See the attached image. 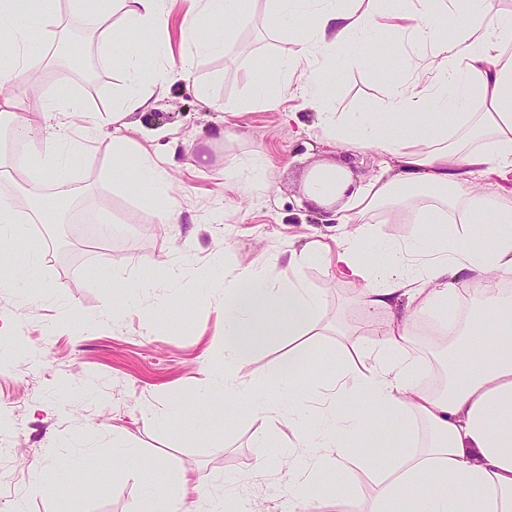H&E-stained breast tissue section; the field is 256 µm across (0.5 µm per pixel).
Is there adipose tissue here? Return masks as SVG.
I'll return each instance as SVG.
<instances>
[{"label": "adipose tissue", "mask_w": 512, "mask_h": 512, "mask_svg": "<svg viewBox=\"0 0 512 512\" xmlns=\"http://www.w3.org/2000/svg\"><path fill=\"white\" fill-rule=\"evenodd\" d=\"M503 0H269L266 26L292 32L283 47L285 68L252 105L274 107L281 94L312 105L329 100L334 80L318 60L349 61L367 55L373 39L398 44L406 76L388 71L393 92L378 112H322L318 139L338 148L379 152L385 174L356 190L337 183L313 187L314 199L333 196L329 221L334 243L308 242L288 252L294 275L270 277L278 256L225 277V394L246 400L269 433L289 430L294 442L281 448L298 490V512L313 507L311 491L326 473L373 485L369 512H512V293L499 281L512 276V8ZM177 0H105L104 47L122 45L137 29L140 46L124 51L127 83L112 109L81 113L80 138L67 124L43 134L37 119L17 113L28 95L25 71L37 66L25 56L30 43L57 34L59 15L21 16L12 0H0V28L13 34L12 52L0 55V128L21 137L36 168L33 182L62 177L65 157L86 152L103 129L112 131V154L121 170L152 188L161 223L178 224L182 212L170 196L162 159L127 133V117L154 105L153 91L174 74L190 77L196 59L226 52L211 25L237 16L241 0H191L180 66L168 61L169 15ZM120 24H112V13ZM309 23L301 34L298 16ZM453 38H444V30ZM400 212L416 213L411 240L393 239L386 226ZM445 225L444 234L432 232ZM378 242L380 262L366 260L362 239ZM321 263L328 277L357 290L362 313L380 315L377 341L344 345L330 369L319 409L320 426H304L296 370L281 380L272 399L239 381L236 367L253 348L273 336H322L321 303L298 273ZM454 336L448 353L447 389L422 387L423 362L413 345L422 324ZM494 337L485 346L484 337ZM391 420L403 431L423 429L421 442L403 440V451L377 464L357 454L356 442L374 437L375 423ZM112 460L150 490L139 512H194L187 483H159L161 465L146 468L139 449L117 445Z\"/></svg>", "instance_id": "1"}]
</instances>
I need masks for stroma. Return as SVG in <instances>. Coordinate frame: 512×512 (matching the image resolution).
Returning a JSON list of instances; mask_svg holds the SVG:
<instances>
[{
    "label": "stroma",
    "instance_id": "35a3bbf8",
    "mask_svg": "<svg viewBox=\"0 0 512 512\" xmlns=\"http://www.w3.org/2000/svg\"><path fill=\"white\" fill-rule=\"evenodd\" d=\"M19 14L57 11L75 54L91 60L99 73L95 88L53 66L32 73L42 94L24 99L26 114L50 100L79 99L84 110L110 109L126 74L121 50H105L102 39L85 33L86 17L70 0H14ZM264 0H246L242 17L223 30L231 41H250L254 52L198 59L191 79H175L155 91V105L130 116V134L170 162L173 195L183 221L158 223L152 190L134 173L113 177L110 130H103L88 153L72 155L66 184H45L55 200L67 186L99 224L117 221L110 242H88L72 221L30 222L25 195L29 163L16 164L0 178V195L13 199L23 221L0 250L15 261L50 249L39 269L41 287L0 288V415L15 422L1 434L11 452L0 456V512H137L144 488L112 462V435H124L143 449L146 466L167 463L166 480L190 479L202 500L214 494L221 476L253 491L271 512H289L293 486L288 471L269 465L287 435L266 434L246 407L209 386L200 372L214 374L224 364V307L196 281L168 284L163 261L175 249L189 250L200 273L231 272L276 254L273 277L289 276L286 255L311 239L335 234L323 223V205L310 196L307 181L327 166H340L344 181L357 187L380 169L370 149H338L315 136L314 107L286 98L275 108L227 113L226 101L250 98L264 88L269 72L283 63L282 32L266 28ZM373 62L332 64L336 112H377L384 108L385 70L404 60L394 43L378 42ZM266 166L263 184L251 190L226 185V166L252 159ZM124 281L112 282L113 269ZM318 295L324 321L353 323L357 301L350 284L330 281L320 265L299 273ZM342 337L278 336L242 359L237 372L258 391L276 398L289 354L301 350L300 390L313 400L322 390L325 365ZM175 414L162 426L157 416ZM97 463L75 470L74 483H58V469L83 452ZM45 464L43 481L53 493L29 492L34 464Z\"/></svg>",
    "mask_w": 512,
    "mask_h": 512
}]
</instances>
